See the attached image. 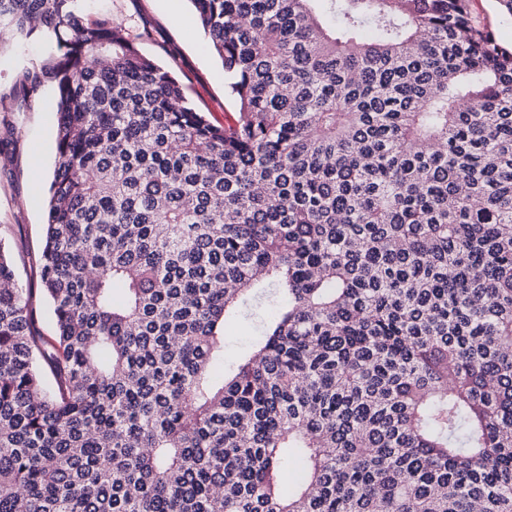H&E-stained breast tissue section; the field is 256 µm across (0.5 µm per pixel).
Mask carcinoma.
Wrapping results in <instances>:
<instances>
[{
  "label": "carcinoma",
  "instance_id": "obj_1",
  "mask_svg": "<svg viewBox=\"0 0 512 512\" xmlns=\"http://www.w3.org/2000/svg\"><path fill=\"white\" fill-rule=\"evenodd\" d=\"M192 3L222 125L84 0H0L58 99L0 512H512V47L470 0ZM252 323H244L240 327L230 326L226 330L224 340V363L229 365L248 351L251 342L257 337L252 330Z\"/></svg>",
  "mask_w": 512,
  "mask_h": 512
}]
</instances>
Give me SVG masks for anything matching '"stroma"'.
<instances>
[{"label":"stroma","instance_id":"stroma-1","mask_svg":"<svg viewBox=\"0 0 512 512\" xmlns=\"http://www.w3.org/2000/svg\"><path fill=\"white\" fill-rule=\"evenodd\" d=\"M91 15L121 26L145 56L166 66L187 98L215 123L236 105L225 92L224 68L205 35L190 0H87ZM48 46L31 41L0 53V228H13L7 246L20 287L35 288L44 241L47 188L55 159L56 100L51 83L23 96L19 69L36 68Z\"/></svg>","mask_w":512,"mask_h":512}]
</instances>
